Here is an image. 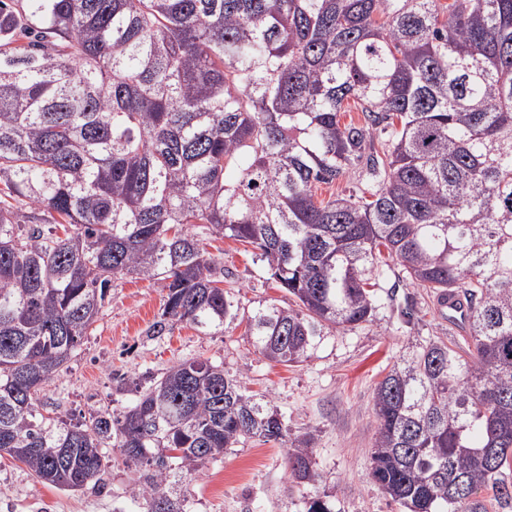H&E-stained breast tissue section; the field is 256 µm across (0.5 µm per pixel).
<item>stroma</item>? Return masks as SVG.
Masks as SVG:
<instances>
[{
  "label": "stroma",
  "instance_id": "1",
  "mask_svg": "<svg viewBox=\"0 0 512 512\" xmlns=\"http://www.w3.org/2000/svg\"><path fill=\"white\" fill-rule=\"evenodd\" d=\"M196 233L217 258L224 289L242 312L264 301L288 305L287 293L251 245L212 237L202 227ZM400 276L395 267L380 279L374 322L331 331L307 361L293 366L262 357L246 322L238 319L212 335L179 323L170 335L150 336L165 290L150 279L114 281L93 332L45 387L42 413L78 421L97 410L117 412L136 388L148 387L176 362L209 360L243 377L250 390L285 412L289 439L312 437L319 480L298 483L284 444L251 439L184 478L188 512H305L316 496L326 498L331 512H402L369 477L377 429L374 390L400 356L458 331L433 292L406 285ZM104 454L102 483L79 491L43 485L22 463L0 458V512H144L129 496L136 472L118 449Z\"/></svg>",
  "mask_w": 512,
  "mask_h": 512
}]
</instances>
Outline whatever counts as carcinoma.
I'll list each match as a JSON object with an SVG mask.
<instances>
[{
	"mask_svg": "<svg viewBox=\"0 0 512 512\" xmlns=\"http://www.w3.org/2000/svg\"><path fill=\"white\" fill-rule=\"evenodd\" d=\"M357 167L359 192L316 198ZM199 224L256 246L288 293L247 317L276 364L373 321L389 260L462 294V340L376 386L370 477L406 512L512 504V0H0V453L80 490L112 446L146 512H187L186 475L286 441L208 360L118 414L40 412L118 278L167 290L149 336L236 319ZM313 455L288 448L298 482Z\"/></svg>",
	"mask_w": 512,
	"mask_h": 512,
	"instance_id": "cac0c4a2",
	"label": "carcinoma"
}]
</instances>
